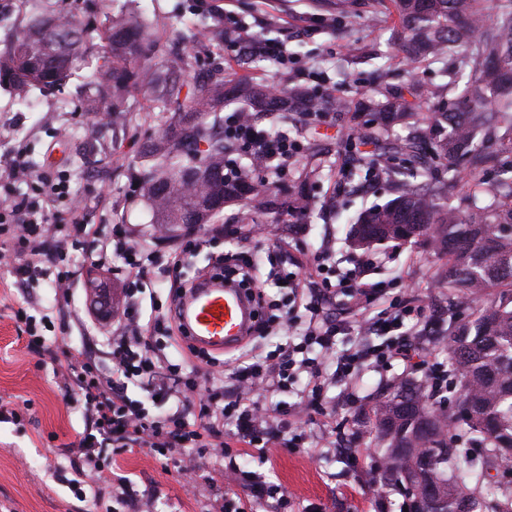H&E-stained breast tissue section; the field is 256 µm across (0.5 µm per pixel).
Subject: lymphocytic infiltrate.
Listing matches in <instances>:
<instances>
[{"mask_svg": "<svg viewBox=\"0 0 512 512\" xmlns=\"http://www.w3.org/2000/svg\"><path fill=\"white\" fill-rule=\"evenodd\" d=\"M224 136L237 145L238 151L259 156L266 165L285 166L295 146L287 137L269 140L256 124L241 122L239 113H232L224 124ZM8 180L25 181L31 193L16 192L0 199V259L11 260V273L17 284L30 285L41 277L52 278L55 287L69 292L74 272L58 271L57 260L65 251L90 250L103 258L118 255L123 261L121 273L142 285L153 277L166 275L178 267L181 256L161 259L146 244L129 238L126 233L102 235L94 224L73 221L72 230L62 233L60 225L50 223L54 203L68 198L66 176L32 175L23 155H16L5 171ZM331 246H322L308 263L296 270L281 269L277 280L288 285L292 306L290 312L260 321L256 333L270 336L303 329V340L279 348L277 354L265 357L252 355L244 361L225 363L206 356L208 384L174 377L173 370L162 356L155 353L139 320L130 310L131 300H124V310L109 342L112 346V367L99 374L92 357L71 356L67 378L83 395V413L87 420L79 433L77 451L85 462L76 470L77 483L116 484L126 490L125 480H113L111 472L97 464L101 448L121 453L142 448L164 458L186 453L189 446H219L227 457L230 442H225L224 428L232 426V442L244 448H257L276 438L281 424L288 417L309 414L320 406L322 391L298 387L301 375L321 377L331 370L333 381H344L356 373L369 358L388 359L403 355V347L386 345L369 349L361 345L337 351L336 338L344 333V321L332 318L327 304L336 295H364L361 281L363 266L355 264L344 276H337L330 264ZM304 307L307 318L298 322L292 310ZM140 384L153 402H174L172 413L154 418L141 405L127 396L130 384ZM297 386V400L291 408L275 402L274 396L288 386ZM228 477L243 482L251 500L263 501L273 496L275 488L262 474L242 475L235 462L224 467Z\"/></svg>", "mask_w": 512, "mask_h": 512, "instance_id": "f902f5d3", "label": "lymphocytic infiltrate"}]
</instances>
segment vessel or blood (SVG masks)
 <instances>
[{
	"instance_id": "vessel-or-blood-1",
	"label": "vessel or blood",
	"mask_w": 512,
	"mask_h": 512,
	"mask_svg": "<svg viewBox=\"0 0 512 512\" xmlns=\"http://www.w3.org/2000/svg\"><path fill=\"white\" fill-rule=\"evenodd\" d=\"M257 307L247 289L231 281H208L178 304V314L198 349L229 352L248 338Z\"/></svg>"
}]
</instances>
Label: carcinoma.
I'll list each match as a JSON object with an SVG mask.
<instances>
[{
  "instance_id": "obj_1",
  "label": "carcinoma",
  "mask_w": 512,
  "mask_h": 512,
  "mask_svg": "<svg viewBox=\"0 0 512 512\" xmlns=\"http://www.w3.org/2000/svg\"><path fill=\"white\" fill-rule=\"evenodd\" d=\"M398 33L410 61L438 65L441 81L412 83L399 91L377 83L360 99L298 89L257 88L224 81L191 82L183 56L162 69L144 55L159 21L114 16L108 20L102 54L88 64L94 89L112 94V111H122L129 88L159 95V124L166 133L147 148L141 176L143 197L154 223L182 224L192 211L209 224L219 215L207 203L245 200L236 221L247 224L254 210L277 204L284 171L258 179L255 157L224 176L234 147L224 139L220 112L238 104L250 121L288 124L290 112L372 113V126L359 132L375 145L371 170L395 197L361 214L354 244L426 240L430 251L448 256L436 275L448 288V371L459 386L454 406L444 407L426 380L382 391L376 406L377 437L386 469L383 479L407 496L440 495L430 512H512V481L488 478L501 465L497 448H512V0H393ZM93 32L72 18L42 15L0 52V81L17 97L51 89L86 58ZM396 125L410 134L392 138ZM193 142L207 149L197 152ZM508 160L498 178L484 177L493 153ZM466 179L459 205L445 198L448 184Z\"/></svg>"
}]
</instances>
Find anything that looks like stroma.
<instances>
[{"instance_id": "35a3bbf8", "label": "stroma", "mask_w": 512, "mask_h": 512, "mask_svg": "<svg viewBox=\"0 0 512 512\" xmlns=\"http://www.w3.org/2000/svg\"><path fill=\"white\" fill-rule=\"evenodd\" d=\"M231 6L234 18L218 43L198 40L185 45L195 58L194 74L216 76L225 85L250 82L277 86L290 82L305 89L361 94L373 79L374 62L347 61L350 43L385 55L391 81L403 85L415 80L436 81L434 67L410 64L388 42L393 22L371 28L353 23L336 10V0H9L0 10V50L23 31L38 13L65 14L100 30L112 14L133 19L162 17L146 47L154 61L170 58L174 38L189 23L204 20L218 24L217 7ZM283 42L282 60L247 58L236 50L240 31ZM35 103H15L8 84H0V169L15 153H23L33 172L61 171L69 179L70 193L82 203L84 223L97 224L103 233L113 225L147 237L149 247L166 256L177 241L150 235L152 215L139 201L138 174L142 149L158 132L160 102L156 96L133 89L127 111H113L110 104L92 110L80 81L69 80L53 93L34 92ZM362 122L352 112H329L319 120L298 113L288 126L289 138L300 144L288 162L291 190H305L313 201L310 212L256 214L255 223L265 228L255 235L243 225L237 239L217 237L189 257L173 280L189 279L207 269L218 253L239 250L256 261L260 276H267L269 248L286 246L289 257L301 259L332 241L337 269L350 268L356 255L349 231L356 217L388 202L392 194L380 181L364 178L352 165L353 155L370 156L368 146L355 147L349 135ZM322 169L314 182L301 183L300 172ZM254 223V224H255ZM364 281L376 294L374 312L390 310L397 300L422 306L423 327L435 329V300L441 295L436 278L438 258L428 256L413 243L391 241L368 248ZM173 280L159 282L152 293L141 294L142 315L155 302H168ZM129 285L123 276L104 273L102 285L89 289L84 281L73 284L68 295L58 294L52 281L38 280L28 287L15 285L10 272L0 267V403L18 409V416H0V512H220L225 499H243L242 487L225 482L224 461L213 448L193 453L197 490L187 493L177 460L159 459L141 449L120 454L102 449L99 463L124 475L133 490L128 500L118 499L111 486H102L96 501L81 499L71 480L79 460L71 445L84 429L78 388H65V360H51L29 346L31 334L55 341L57 351L88 349L100 372L112 366V347L107 337L112 321L103 315L104 305L117 303ZM25 306L33 322L22 331L13 316ZM445 350L431 347L413 351L409 361L388 359L365 363L354 388L355 399L341 398L339 389L326 395L325 414H314L301 430L328 438L344 437L351 453L340 455L328 448L287 452L281 444L265 450L247 448L236 461L241 470L265 475L287 493L293 512H404L407 501L394 486L384 484L372 463L379 455L374 440L363 432L374 396L389 382L421 377L423 368L447 364Z\"/></svg>"}]
</instances>
